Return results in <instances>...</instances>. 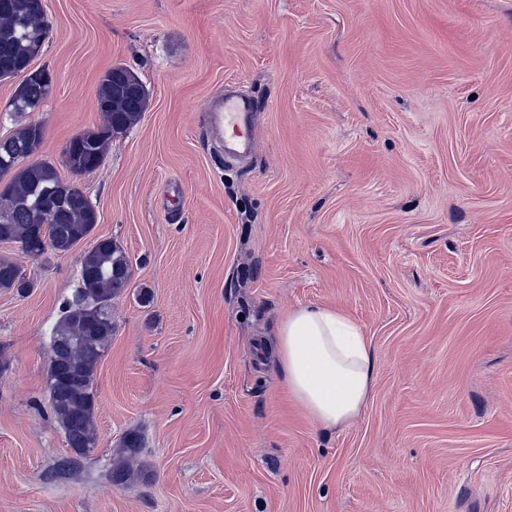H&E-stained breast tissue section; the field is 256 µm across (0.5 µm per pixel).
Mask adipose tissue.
Segmentation results:
<instances>
[{"instance_id": "obj_1", "label": "adipose tissue", "mask_w": 512, "mask_h": 512, "mask_svg": "<svg viewBox=\"0 0 512 512\" xmlns=\"http://www.w3.org/2000/svg\"><path fill=\"white\" fill-rule=\"evenodd\" d=\"M272 356L288 397L325 430L343 427L359 414L379 366L364 329L346 313L318 304L289 311Z\"/></svg>"}]
</instances>
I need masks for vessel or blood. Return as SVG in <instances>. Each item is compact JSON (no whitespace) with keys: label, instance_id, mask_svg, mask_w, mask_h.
Segmentation results:
<instances>
[{"label":"vessel or blood","instance_id":"1","mask_svg":"<svg viewBox=\"0 0 512 512\" xmlns=\"http://www.w3.org/2000/svg\"><path fill=\"white\" fill-rule=\"evenodd\" d=\"M255 102L244 95L228 94L208 104L207 119L211 130L224 138V157L231 160L255 151L257 140L252 116Z\"/></svg>","mask_w":512,"mask_h":512}]
</instances>
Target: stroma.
Masks as SVG:
<instances>
[{"label": "stroma", "instance_id": "1", "mask_svg": "<svg viewBox=\"0 0 512 512\" xmlns=\"http://www.w3.org/2000/svg\"><path fill=\"white\" fill-rule=\"evenodd\" d=\"M43 4L36 160L99 127L112 66L148 100L78 181L131 273L96 445L63 476L47 344L81 251L0 242L34 283L0 289V512H512V0ZM229 85L259 106L230 167L203 112ZM308 303L380 357L337 430L259 355ZM130 431L139 474L117 485Z\"/></svg>", "mask_w": 512, "mask_h": 512}]
</instances>
